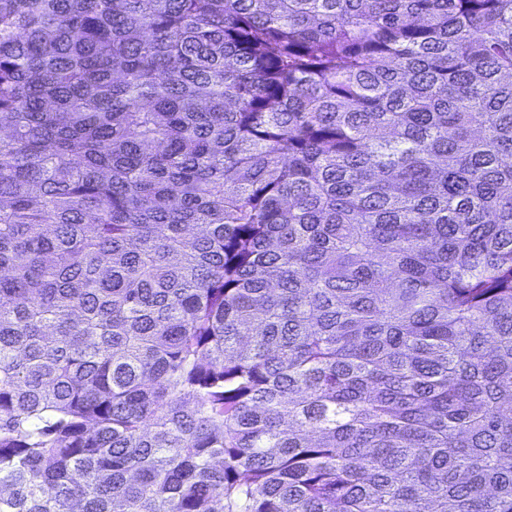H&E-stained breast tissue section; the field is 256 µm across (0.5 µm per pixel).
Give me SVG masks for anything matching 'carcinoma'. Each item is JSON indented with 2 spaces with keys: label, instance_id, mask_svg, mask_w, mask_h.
<instances>
[{
  "label": "carcinoma",
  "instance_id": "carcinoma-1",
  "mask_svg": "<svg viewBox=\"0 0 512 512\" xmlns=\"http://www.w3.org/2000/svg\"><path fill=\"white\" fill-rule=\"evenodd\" d=\"M0 512H512V0H0Z\"/></svg>",
  "mask_w": 512,
  "mask_h": 512
}]
</instances>
